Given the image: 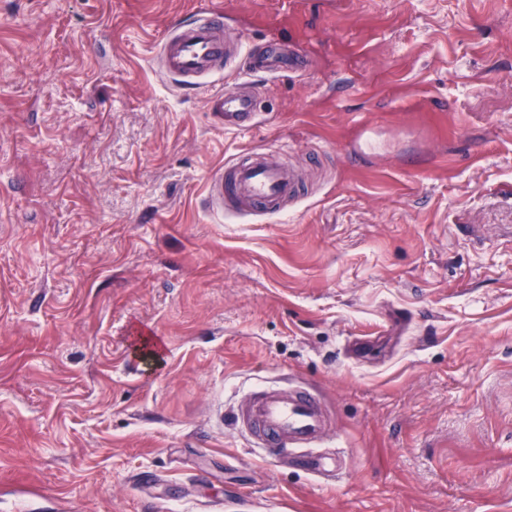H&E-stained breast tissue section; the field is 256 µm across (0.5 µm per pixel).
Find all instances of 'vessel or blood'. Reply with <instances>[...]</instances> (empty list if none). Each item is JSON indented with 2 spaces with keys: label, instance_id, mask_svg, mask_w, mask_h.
I'll list each match as a JSON object with an SVG mask.
<instances>
[{
  "label": "vessel or blood",
  "instance_id": "obj_1",
  "mask_svg": "<svg viewBox=\"0 0 512 512\" xmlns=\"http://www.w3.org/2000/svg\"><path fill=\"white\" fill-rule=\"evenodd\" d=\"M242 59V72H286L305 67L299 54L256 53L224 46V14L207 10L194 15L185 25L171 30L157 52L160 71L183 88L194 89L224 70L230 57ZM214 112L228 129H248L254 124L257 102L247 92L219 93L209 97ZM302 179L294 171L268 157L249 158L225 166L209 180L206 204L210 211L223 212L232 203L243 213L277 215L301 198ZM236 427L252 446L268 456L286 451L304 454L308 467L324 471L322 456L316 455L332 430L331 415L317 394L303 388H261L247 394L234 414Z\"/></svg>",
  "mask_w": 512,
  "mask_h": 512
}]
</instances>
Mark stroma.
<instances>
[{
	"instance_id": "obj_1",
	"label": "stroma",
	"mask_w": 512,
	"mask_h": 512,
	"mask_svg": "<svg viewBox=\"0 0 512 512\" xmlns=\"http://www.w3.org/2000/svg\"><path fill=\"white\" fill-rule=\"evenodd\" d=\"M295 46L224 130L155 55ZM270 152L287 217L211 214ZM302 386L322 452L231 416ZM0 512H512V0H0ZM236 427L266 456L297 451L315 472L328 470L325 457L309 453L332 430L331 415L317 394L303 388H261L247 394L234 413Z\"/></svg>"
}]
</instances>
